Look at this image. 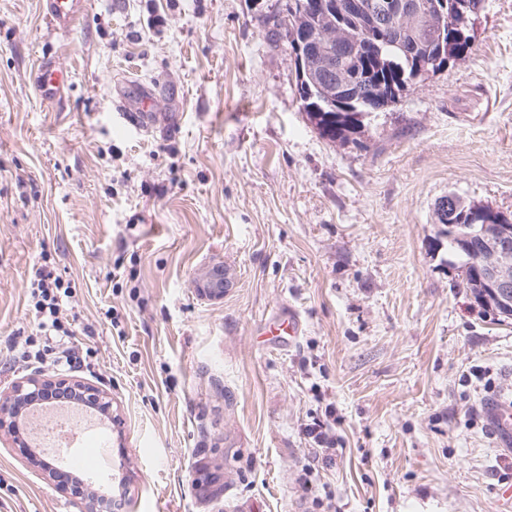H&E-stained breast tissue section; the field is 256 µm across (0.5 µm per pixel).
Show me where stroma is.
I'll use <instances>...</instances> for the list:
<instances>
[{"label": "stroma", "instance_id": "35a3bbf8", "mask_svg": "<svg viewBox=\"0 0 512 512\" xmlns=\"http://www.w3.org/2000/svg\"><path fill=\"white\" fill-rule=\"evenodd\" d=\"M285 0H88L69 36L0 0V394L32 375L112 398L111 512H503L512 323L459 288L436 201L512 219V0H483L465 60L322 137L271 18ZM51 58L69 82L34 87ZM155 102L125 131L131 82ZM89 366L14 358L43 253ZM233 283L202 295L200 272ZM292 306L293 343L261 330ZM333 410L336 450L304 429ZM0 512H84L0 430ZM490 413L500 432L512 444V399L497 398L490 403Z\"/></svg>", "mask_w": 512, "mask_h": 512}]
</instances>
